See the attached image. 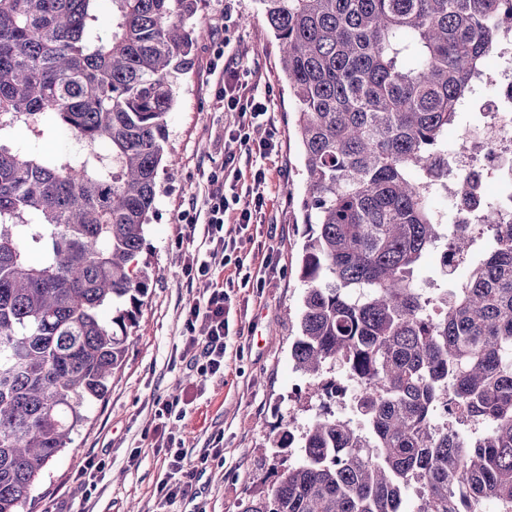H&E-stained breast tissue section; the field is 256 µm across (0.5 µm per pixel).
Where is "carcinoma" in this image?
I'll return each instance as SVG.
<instances>
[{
    "instance_id": "cac0c4a2",
    "label": "carcinoma",
    "mask_w": 512,
    "mask_h": 512,
    "mask_svg": "<svg viewBox=\"0 0 512 512\" xmlns=\"http://www.w3.org/2000/svg\"><path fill=\"white\" fill-rule=\"evenodd\" d=\"M0 0V512L103 400L136 327L167 116L201 0ZM296 102L305 173L302 307L291 346L310 395L336 370L359 424L323 412L241 512H512V224L451 248L456 288L413 272L448 237L429 201L448 127L512 26V0H261ZM68 130L44 156L16 133ZM112 318H104L106 310ZM452 404L466 429L436 428Z\"/></svg>"
}]
</instances>
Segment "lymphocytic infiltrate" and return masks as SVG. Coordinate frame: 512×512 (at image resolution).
I'll use <instances>...</instances> for the list:
<instances>
[{"instance_id":"lymphocytic-infiltrate-1","label":"lymphocytic infiltrate","mask_w":512,"mask_h":512,"mask_svg":"<svg viewBox=\"0 0 512 512\" xmlns=\"http://www.w3.org/2000/svg\"><path fill=\"white\" fill-rule=\"evenodd\" d=\"M225 74L232 79V86L224 88L220 99L225 111L233 115L231 133L246 153L258 155L261 164L252 174L248 187L253 197V209L237 210L240 195L237 186L240 174L233 160H225L221 171L207 178L206 208L203 217L183 214L189 233L184 249L183 272L199 285V297L185 311L184 326L188 333L185 346L192 352L190 362L201 381L223 375L224 340L229 334L227 316L230 295L216 273L228 263L243 267V260H231L227 249L230 233H242L251 224L256 211L265 204L266 184L265 160L278 153L279 144L273 137L254 138L255 130L268 125V103L262 100L257 87L238 79V68L225 61L223 51H216ZM233 221L234 230H226V221ZM159 447L164 448V474L157 486L160 498L167 502L192 497L196 494V483L206 469L209 460L220 457L224 448L219 441H212L210 448L198 457H188L182 439L166 437L160 439Z\"/></svg>"}]
</instances>
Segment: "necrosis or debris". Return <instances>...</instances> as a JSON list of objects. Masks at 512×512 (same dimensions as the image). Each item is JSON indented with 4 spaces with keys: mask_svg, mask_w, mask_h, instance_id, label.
Instances as JSON below:
<instances>
[{
    "mask_svg": "<svg viewBox=\"0 0 512 512\" xmlns=\"http://www.w3.org/2000/svg\"><path fill=\"white\" fill-rule=\"evenodd\" d=\"M496 55L498 66L482 72L464 105L472 120L458 126L455 142L445 148L450 171L431 192L445 202L439 222L471 235L490 218L512 223V31ZM491 184L497 195L488 194Z\"/></svg>",
    "mask_w": 512,
    "mask_h": 512,
    "instance_id": "1",
    "label": "necrosis or debris"
}]
</instances>
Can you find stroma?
Returning <instances> with one entry per match:
<instances>
[{
    "mask_svg": "<svg viewBox=\"0 0 512 512\" xmlns=\"http://www.w3.org/2000/svg\"><path fill=\"white\" fill-rule=\"evenodd\" d=\"M233 25H225V13ZM206 33L181 76L177 98L168 114V149L176 160L161 173L156 211L145 235L141 257L150 281L139 324L129 332L124 362L112 376L106 398L93 406L88 423L47 467L34 493L30 512H241L250 495L265 490L277 470L288 466L287 454L272 441L285 423L302 427L312 417L304 376L295 370L292 318L301 305L304 285L299 264L304 224L295 222L304 188L303 163L293 134L296 103L280 65L278 44L259 0H202ZM236 57L241 78L269 94L271 127L279 153L269 164L267 206L254 224L237 236L234 253L258 269L265 257L277 259L265 285L256 281L230 288L229 334L224 375L209 380L184 419L159 418L158 402L194 391L186 352L183 310L198 296L181 271L178 241L188 228L181 216L203 209L208 174L234 158L242 182H249L255 157L228 136L232 123L216 93L222 73L210 70L216 45ZM183 437L189 455L206 448L211 437L224 436V456L212 461L199 481L197 497L159 503L156 484L162 452L160 435ZM138 463H130L133 449ZM104 464L95 491H87L81 472L85 459Z\"/></svg>",
    "mask_w": 512,
    "mask_h": 512,
    "instance_id": "stroma-1",
    "label": "stroma"
}]
</instances>
